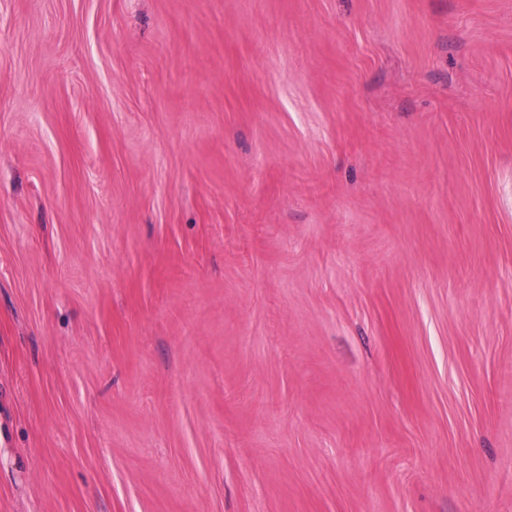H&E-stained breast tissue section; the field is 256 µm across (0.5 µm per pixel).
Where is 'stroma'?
<instances>
[{
	"mask_svg": "<svg viewBox=\"0 0 512 512\" xmlns=\"http://www.w3.org/2000/svg\"><path fill=\"white\" fill-rule=\"evenodd\" d=\"M0 512H512V0H0Z\"/></svg>",
	"mask_w": 512,
	"mask_h": 512,
	"instance_id": "obj_1",
	"label": "stroma"
}]
</instances>
